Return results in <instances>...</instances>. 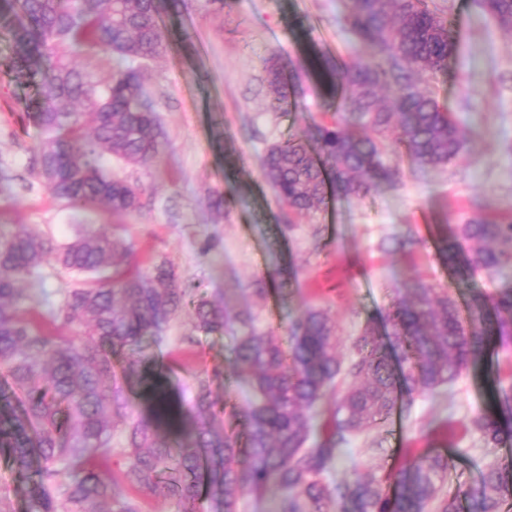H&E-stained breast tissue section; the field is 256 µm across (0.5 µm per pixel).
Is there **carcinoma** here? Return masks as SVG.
<instances>
[{
	"label": "carcinoma",
	"mask_w": 512,
	"mask_h": 512,
	"mask_svg": "<svg viewBox=\"0 0 512 512\" xmlns=\"http://www.w3.org/2000/svg\"><path fill=\"white\" fill-rule=\"evenodd\" d=\"M477 2L512 28V0ZM179 4L0 0L14 42L0 67L35 83L39 108L31 117L45 134L38 174L67 208L139 209L138 189L112 175L102 155L147 168L161 153L156 109L129 61L161 56L158 20ZM344 28L368 54L312 66L320 87L332 99L341 96L338 111L350 117L272 143L261 159L281 201L302 216L318 211L330 191L360 196L393 182L397 172L385 160L391 144L425 169L457 158L466 138L420 85L422 75L445 68L455 51L447 18L431 0H351ZM92 48L113 58L106 79H93L72 61L74 52ZM266 86L274 111L295 94L271 60ZM385 86L394 87L387 104L380 98ZM382 245L410 252L419 240L395 234ZM439 253L460 280L478 271L506 278L512 218L491 219L480 210L439 240ZM130 256L124 242L102 231L79 234L62 247L24 225L0 238V374L24 402L19 412L9 399L0 401V448L11 455L31 512H141L136 491L172 499L176 512H240L243 495L270 491L278 495L276 512H459V495L444 491L452 469L445 453L409 452L387 478L368 470L338 495L326 474L340 445L388 418L399 391L434 392L463 369L479 367L491 337L512 342L511 288L472 296L466 320L448 291L417 282L385 316L367 318L348 361L336 353V324L324 310L305 307L284 337L260 329L246 310L235 318L234 364L251 391L248 406L226 423L211 399L221 371L195 376L191 415L176 410L156 380L143 395L148 413L125 422L117 448L114 418L127 407L115 386L118 357L146 339L161 345L187 296L165 265L144 273L130 266ZM50 260L92 277L67 291L55 316L64 332L45 331L14 312L25 299L20 280ZM194 311L196 329L224 328V307L201 298ZM381 321L389 330L386 344L378 339ZM122 375L144 383L135 359ZM327 398L336 399L334 417L312 442L313 420ZM474 424L485 447L502 441L496 417L483 413ZM470 497L475 512H512V464L489 465Z\"/></svg>",
	"instance_id": "1"
}]
</instances>
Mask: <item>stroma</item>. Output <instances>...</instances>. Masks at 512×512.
I'll return each instance as SVG.
<instances>
[{
  "mask_svg": "<svg viewBox=\"0 0 512 512\" xmlns=\"http://www.w3.org/2000/svg\"><path fill=\"white\" fill-rule=\"evenodd\" d=\"M456 42L445 70L427 76L441 105L468 133L461 157L421 171L404 151L389 154L396 184L365 196H332L314 218L291 214L265 180L260 157L274 142L308 131L329 110L306 68L308 56L349 59L360 51L342 28L350 0H182L159 26L163 52L143 73L160 116L165 146L150 167L126 166L104 156L113 175L137 186L140 207L123 217L102 205L73 211L59 205L35 166L42 139L32 121V86L0 71V235L26 225L53 243L66 242L86 224L125 241L140 270L163 262L192 296L220 300L227 314L268 293L260 325L283 336L305 305L325 309L340 328L339 353L354 354L353 341L371 314L384 313L416 281L447 289L458 304L474 292L496 293L498 277L477 272L456 282L436 247L444 230L472 217L474 201L499 216L512 213V30L489 20L474 0H436ZM274 59L298 94L288 111H272L266 99L264 62ZM224 197L223 213L211 202ZM411 233L421 245L413 259L382 248L395 233ZM76 281L54 262L36 268L22 287L23 310L52 321L63 294ZM167 343L142 362L153 376L167 351L188 356L161 382L177 409L194 408L193 372L220 370L213 388L218 404L243 408L250 396L233 371L237 325L219 332L194 328L186 304L167 327ZM512 386V343L490 342L484 370H462L435 394L413 392L410 405L393 410L382 428L343 446L328 482L342 486L375 468L386 476L403 449H449L453 469L446 491L463 493L461 512H473L467 492L482 470L512 459V438L485 447L475 418L492 411L493 381Z\"/></svg>",
  "mask_w": 512,
  "mask_h": 512,
  "instance_id": "stroma-1",
  "label": "stroma"
}]
</instances>
